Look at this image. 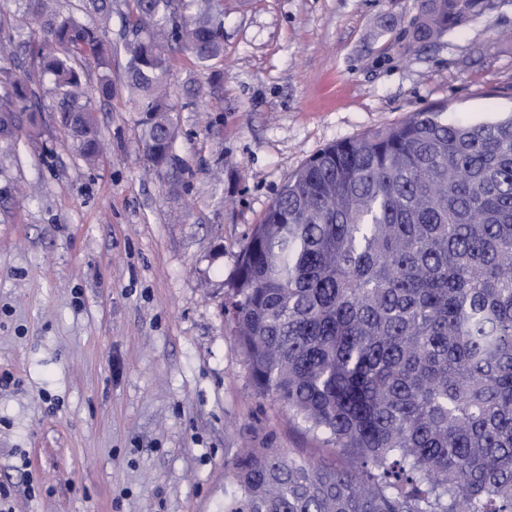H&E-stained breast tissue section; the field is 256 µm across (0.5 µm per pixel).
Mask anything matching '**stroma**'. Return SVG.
I'll use <instances>...</instances> for the list:
<instances>
[{
	"label": "stroma",
	"mask_w": 512,
	"mask_h": 512,
	"mask_svg": "<svg viewBox=\"0 0 512 512\" xmlns=\"http://www.w3.org/2000/svg\"><path fill=\"white\" fill-rule=\"evenodd\" d=\"M416 42L414 0H223L224 55L177 48L174 160L149 170L112 58L104 148L0 140V484L13 512H224L243 448L334 462L253 394L224 292L277 191L326 145L432 104L512 114V0Z\"/></svg>",
	"instance_id": "1"
}]
</instances>
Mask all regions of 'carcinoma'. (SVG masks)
Wrapping results in <instances>:
<instances>
[{
	"mask_svg": "<svg viewBox=\"0 0 512 512\" xmlns=\"http://www.w3.org/2000/svg\"><path fill=\"white\" fill-rule=\"evenodd\" d=\"M0 29V139L37 128L30 56L71 147L96 162L94 102L112 0H13ZM125 88L145 158L172 153L168 54H223L221 0H132ZM419 40L493 9L416 0ZM224 321L252 390L322 434L342 463L244 448L224 512H512V114L466 123L430 105L331 143L285 182L227 283Z\"/></svg>",
	"mask_w": 512,
	"mask_h": 512,
	"instance_id": "cac0c4a2",
	"label": "carcinoma"
}]
</instances>
